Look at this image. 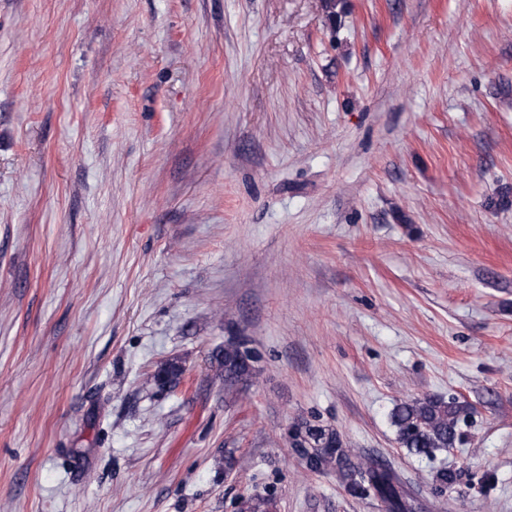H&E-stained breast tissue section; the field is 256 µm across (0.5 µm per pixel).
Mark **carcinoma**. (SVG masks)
I'll list each match as a JSON object with an SVG mask.
<instances>
[{"label":"carcinoma","instance_id":"obj_1","mask_svg":"<svg viewBox=\"0 0 512 512\" xmlns=\"http://www.w3.org/2000/svg\"><path fill=\"white\" fill-rule=\"evenodd\" d=\"M247 340L235 336L224 342L218 365L224 373V394L232 396L238 386L254 373V366L240 357L239 347ZM181 366L170 362L159 369L154 380L165 387L178 379ZM470 406L454 397L436 396L396 404L389 413L400 447L413 456L433 458L437 453L462 444L461 422L465 421ZM300 447L309 460L308 470L316 473L334 471L348 493L361 499H375L383 512H422V504L400 474L388 464L370 457H362L346 447L339 433L326 425H302ZM270 497L256 496L246 500L241 512H271Z\"/></svg>","mask_w":512,"mask_h":512}]
</instances>
